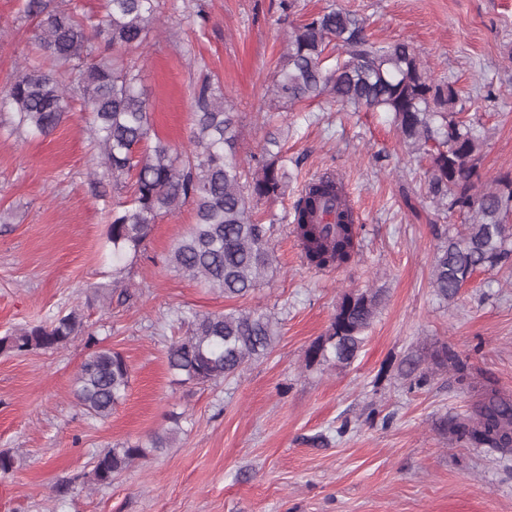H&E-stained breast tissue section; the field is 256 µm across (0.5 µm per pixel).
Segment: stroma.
I'll list each match as a JSON object with an SVG mask.
<instances>
[{"mask_svg":"<svg viewBox=\"0 0 512 512\" xmlns=\"http://www.w3.org/2000/svg\"><path fill=\"white\" fill-rule=\"evenodd\" d=\"M366 20L377 42H408L441 83L459 90L484 138L480 171L512 173V0H160L141 55L154 130L177 150L191 136L192 89L217 78L234 112L246 173L276 144L287 158L283 195L261 200L277 270L247 306L275 313L273 351L217 384H174L166 349L182 331L175 309L220 313L235 301L170 268L191 206L161 217L124 276L134 293L103 300L114 272L107 240L120 201L89 131L72 109L50 137L14 130L0 111V337L80 308L102 346L131 371L126 400L105 421L73 395L86 335L55 351L0 354V512H512V453L450 433L471 414L478 386L512 398V271L481 270L451 300L431 285L440 237L458 214L432 202L425 165L407 152L387 112L322 97L275 112L273 74L290 24L329 5ZM35 29L18 0H0V83L35 57ZM326 172L361 214L359 255L340 269L307 264L293 211ZM381 297L366 342L348 367L307 360L345 293ZM453 350L466 378L434 366ZM180 414L167 448L95 489L75 483L112 445L149 442ZM68 484L67 493L55 486Z\"/></svg>","mask_w":512,"mask_h":512,"instance_id":"1","label":"stroma"}]
</instances>
